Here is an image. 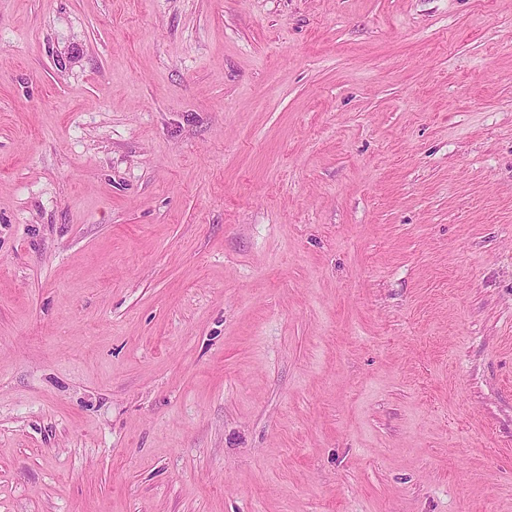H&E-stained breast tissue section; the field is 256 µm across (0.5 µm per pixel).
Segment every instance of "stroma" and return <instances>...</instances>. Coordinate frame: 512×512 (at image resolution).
<instances>
[{"mask_svg":"<svg viewBox=\"0 0 512 512\" xmlns=\"http://www.w3.org/2000/svg\"><path fill=\"white\" fill-rule=\"evenodd\" d=\"M0 512H512V0H0Z\"/></svg>","mask_w":512,"mask_h":512,"instance_id":"1","label":"stroma"}]
</instances>
